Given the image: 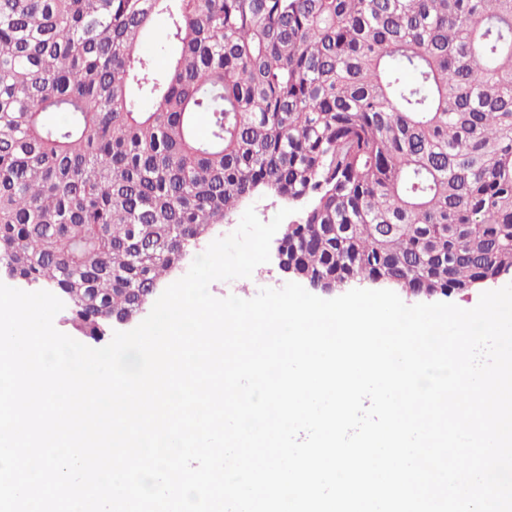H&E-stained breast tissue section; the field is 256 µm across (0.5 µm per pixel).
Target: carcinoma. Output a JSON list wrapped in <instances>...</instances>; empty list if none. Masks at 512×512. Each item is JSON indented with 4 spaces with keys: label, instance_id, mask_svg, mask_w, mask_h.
I'll return each instance as SVG.
<instances>
[{
    "label": "carcinoma",
    "instance_id": "cac0c4a2",
    "mask_svg": "<svg viewBox=\"0 0 512 512\" xmlns=\"http://www.w3.org/2000/svg\"><path fill=\"white\" fill-rule=\"evenodd\" d=\"M258 191L314 290L512 275V0H0V263L81 335ZM167 25L165 15H159L154 22L153 32L146 41L145 49L154 56L155 63L159 69H164L167 65L168 51L161 50L156 38L161 35Z\"/></svg>",
    "mask_w": 512,
    "mask_h": 512
}]
</instances>
